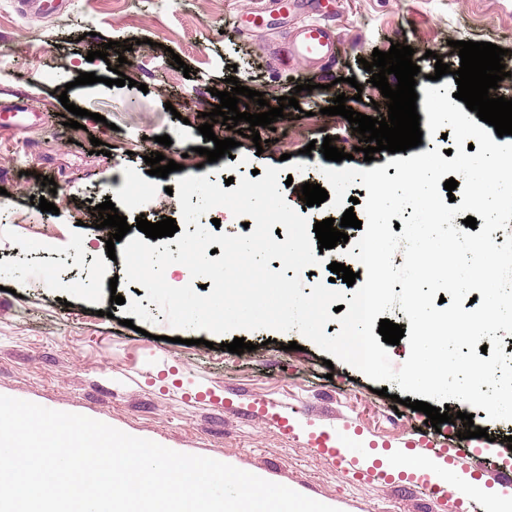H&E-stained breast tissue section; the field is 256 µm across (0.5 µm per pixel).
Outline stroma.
I'll use <instances>...</instances> for the list:
<instances>
[{
  "label": "stroma",
  "instance_id": "1",
  "mask_svg": "<svg viewBox=\"0 0 512 512\" xmlns=\"http://www.w3.org/2000/svg\"><path fill=\"white\" fill-rule=\"evenodd\" d=\"M330 25L340 43L337 54L314 67L293 61L288 40L300 24ZM126 40L123 72L134 86H107L111 72L88 51ZM490 42L507 49L509 72L500 94L512 98V0H66L49 18L22 15L15 0H0V81L10 85L11 101L37 118L29 143L0 134V395L49 409L77 413L172 450L209 457L337 508L338 512H464L457 496L429 499L422 492L428 475L398 469L393 455H406L412 426L425 414L394 411L397 384L387 396L342 361L326 366V352L299 332H245L255 349L225 351L232 335L177 330L150 303L136 283L95 282L91 273L106 267L123 274V261L106 251L109 232L92 227L88 208L111 200L128 225L143 216L155 223L179 218L173 190L184 175L224 182L232 159L238 174L281 167L293 182L287 202L308 220L338 219L342 210L320 204L305 208L304 183L325 184L328 162L319 150L304 154L309 142L325 136L359 143L348 120L324 115L336 96L331 83L356 77L346 87L354 111L374 115L382 102L362 62L373 50L400 43L414 50L419 64L416 92L428 86L433 62L460 63L453 41ZM180 56L192 70L184 76L172 64ZM98 83L75 85L79 73ZM269 93L298 88L304 117L288 116L276 125L272 142L256 148L251 139L231 156L205 162L198 153L208 141L199 133L211 89L225 80ZM316 88L305 91V81ZM86 109L81 128L64 126L59 97ZM169 135L183 171L149 175L146 158ZM109 146L92 152L91 138ZM57 188L42 186L40 176ZM45 197L57 213L41 212L31 196ZM88 251L75 254L78 241ZM122 295L114 305L111 294ZM202 345H194V338ZM294 350H286L289 342ZM451 411L469 412L487 437L459 439L444 423L439 441L458 449V470L487 488L512 486V421L491 420L482 409L453 399ZM340 436L364 449L363 472L347 474L319 449L322 436ZM500 461L503 472L483 474L472 449Z\"/></svg>",
  "mask_w": 512,
  "mask_h": 512
}]
</instances>
